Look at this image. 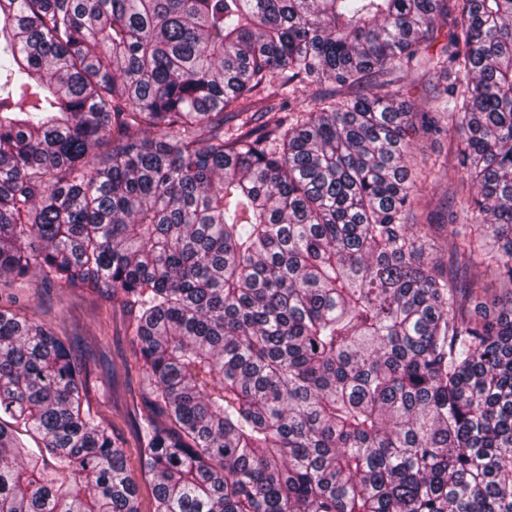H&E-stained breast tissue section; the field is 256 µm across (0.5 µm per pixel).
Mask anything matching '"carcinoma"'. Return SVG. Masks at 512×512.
<instances>
[{
    "instance_id": "cac0c4a2",
    "label": "carcinoma",
    "mask_w": 512,
    "mask_h": 512,
    "mask_svg": "<svg viewBox=\"0 0 512 512\" xmlns=\"http://www.w3.org/2000/svg\"><path fill=\"white\" fill-rule=\"evenodd\" d=\"M36 274L134 308L153 512H512V0H0ZM88 378L0 304V512H140ZM457 137L454 132H448V134L441 133L438 136L430 138H421L416 143V155L418 161L421 158L427 160L428 163L431 160L438 158L442 160L448 154V147L451 143L456 144Z\"/></svg>"
}]
</instances>
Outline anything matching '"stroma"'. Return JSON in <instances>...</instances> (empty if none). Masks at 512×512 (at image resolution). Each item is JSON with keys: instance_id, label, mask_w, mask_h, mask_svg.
<instances>
[{"instance_id": "1", "label": "stroma", "mask_w": 512, "mask_h": 512, "mask_svg": "<svg viewBox=\"0 0 512 512\" xmlns=\"http://www.w3.org/2000/svg\"><path fill=\"white\" fill-rule=\"evenodd\" d=\"M0 291L22 298L29 313L51 325L88 366L85 405L121 439L139 483L142 510L151 512V483L139 465L138 423L145 411L139 345L126 307L86 286L44 289L36 277L2 282Z\"/></svg>"}]
</instances>
